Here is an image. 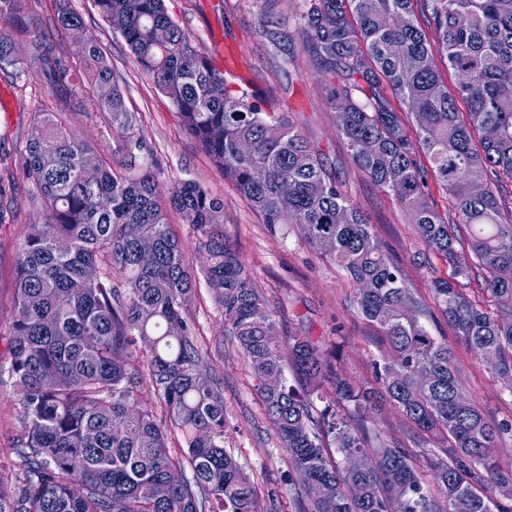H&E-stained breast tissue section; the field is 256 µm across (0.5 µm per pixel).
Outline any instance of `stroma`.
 Instances as JSON below:
<instances>
[{
  "label": "stroma",
  "instance_id": "obj_1",
  "mask_svg": "<svg viewBox=\"0 0 512 512\" xmlns=\"http://www.w3.org/2000/svg\"><path fill=\"white\" fill-rule=\"evenodd\" d=\"M83 26L94 35L112 70L126 111L137 119L132 132L137 162L152 165L164 189L191 180L224 205V234L237 247L265 297L280 336L300 329L322 346L339 344L340 370L359 382L373 378V362L385 347L376 330L355 314L354 286L344 272L302 239L299 228L269 230L225 179L200 144L181 127L171 104L138 67L118 32L103 19L95 0H71ZM169 15L222 67L225 77L271 96L278 111L292 113L301 134L318 147L328 169L348 191L387 253L402 262L411 285L432 302L431 278L447 267L422 250L417 228L394 196L380 191L353 164L334 115L315 80L316 71L289 16L298 0H165ZM6 30L23 78L0 72V486L15 487L16 448L22 428L20 394L9 370L14 267L19 245L35 221L33 186L22 174L24 150L37 112H67L79 134L107 160L125 158L124 137L90 86L68 98L42 77L43 58L71 63L72 32L56 23L55 0H20ZM186 313L196 328L204 371L224 394V446L260 490L274 488L277 512H295L289 485L288 453L269 423L249 366L234 337L224 333V317L205 281H197ZM455 363L465 394L492 420L512 426V395L485 363L455 345Z\"/></svg>",
  "mask_w": 512,
  "mask_h": 512
}]
</instances>
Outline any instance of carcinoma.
Returning a JSON list of instances; mask_svg holds the SVG:
<instances>
[{"mask_svg":"<svg viewBox=\"0 0 512 512\" xmlns=\"http://www.w3.org/2000/svg\"><path fill=\"white\" fill-rule=\"evenodd\" d=\"M95 2L262 223L297 225L308 246L341 267L356 286L355 313L388 345L376 388L366 389L333 372L329 353L304 332L285 343L270 335L272 313L224 236L223 204L196 182L170 192L207 254L202 274L225 335L239 343L288 453L298 512H512V469L493 455L512 429L463 393L453 349L429 326L431 308L292 115L276 111L269 96L231 87L164 0ZM413 2L299 0L298 31L352 161L395 197L423 246L451 268L431 281L435 307L512 395V305L501 304L512 279L500 276L512 269V218L504 219L499 197L501 184L512 182V0H423L435 43ZM56 9L57 25L78 32L80 69L71 73L52 58L45 79L66 93L87 81L112 126L127 132L136 118L96 39L81 33L69 0H56ZM160 28L169 33L164 43ZM438 57L460 77L452 91ZM17 64L0 30V70L20 78ZM389 94L413 115L414 134ZM23 174L36 189L38 220L18 251L10 323L21 477L14 490L0 488V512H112L114 499L129 512H272L274 491L261 494L224 448V397L199 376L204 355L186 315L197 276L168 229L151 167L122 172L62 113L36 112ZM431 179L448 193L456 222L439 214ZM142 239L153 244L149 256L139 251ZM479 274L489 306L463 288ZM286 362L299 375L295 385ZM272 377L279 388L265 385ZM145 378L163 419L140 400ZM380 400L407 419L408 444L367 425ZM173 432L185 445L177 459L168 447ZM325 437L339 459L326 455Z\"/></svg>","mask_w":512,"mask_h":512,"instance_id":"carcinoma-1","label":"carcinoma"}]
</instances>
